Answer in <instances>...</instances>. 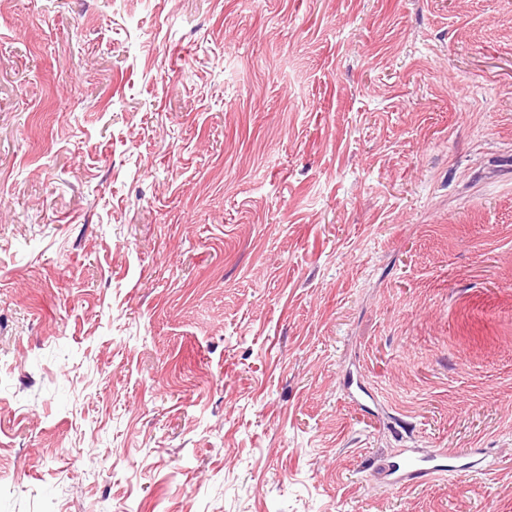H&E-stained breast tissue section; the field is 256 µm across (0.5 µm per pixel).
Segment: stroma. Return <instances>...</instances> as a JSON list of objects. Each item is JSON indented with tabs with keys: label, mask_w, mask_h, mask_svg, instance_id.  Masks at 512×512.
Wrapping results in <instances>:
<instances>
[{
	"label": "stroma",
	"mask_w": 512,
	"mask_h": 512,
	"mask_svg": "<svg viewBox=\"0 0 512 512\" xmlns=\"http://www.w3.org/2000/svg\"><path fill=\"white\" fill-rule=\"evenodd\" d=\"M0 512H512V0H0ZM472 449L462 454L448 452L439 448L425 452L420 448H404L395 460L384 467L382 482L393 487L413 483L427 482L440 474L457 475L464 473L475 462L461 463L463 457L471 458Z\"/></svg>",
	"instance_id": "obj_1"
}]
</instances>
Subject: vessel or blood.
Listing matches in <instances>:
<instances>
[{
	"label": "vessel or blood",
	"instance_id": "1",
	"mask_svg": "<svg viewBox=\"0 0 512 512\" xmlns=\"http://www.w3.org/2000/svg\"><path fill=\"white\" fill-rule=\"evenodd\" d=\"M466 464L458 454L439 448L426 452L418 448L403 449L395 460L387 463L383 471V483L399 487L426 482L441 474L457 475L465 472Z\"/></svg>",
	"mask_w": 512,
	"mask_h": 512
}]
</instances>
